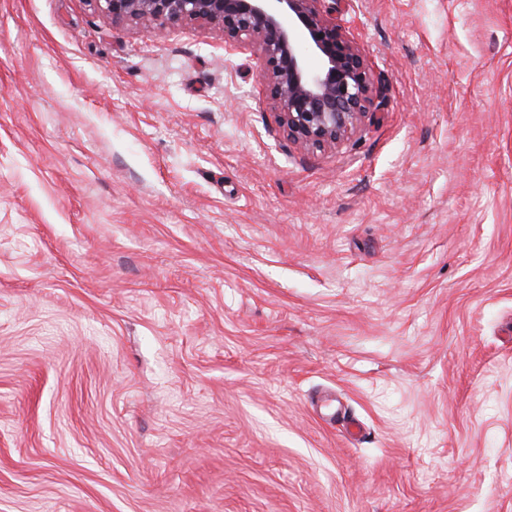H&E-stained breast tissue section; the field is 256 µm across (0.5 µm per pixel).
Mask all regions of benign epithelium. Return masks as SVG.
Wrapping results in <instances>:
<instances>
[{
    "label": "benign epithelium",
    "mask_w": 512,
    "mask_h": 512,
    "mask_svg": "<svg viewBox=\"0 0 512 512\" xmlns=\"http://www.w3.org/2000/svg\"><path fill=\"white\" fill-rule=\"evenodd\" d=\"M115 24L211 26L224 48L250 51L288 139L335 148L373 113L372 62L326 0H92Z\"/></svg>",
    "instance_id": "1"
}]
</instances>
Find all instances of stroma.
I'll list each match as a JSON object with an SVG mask.
<instances>
[{
    "mask_svg": "<svg viewBox=\"0 0 512 512\" xmlns=\"http://www.w3.org/2000/svg\"><path fill=\"white\" fill-rule=\"evenodd\" d=\"M288 141L219 31L0 0V512H512V0H338Z\"/></svg>",
    "mask_w": 512,
    "mask_h": 512,
    "instance_id": "35a3bbf8",
    "label": "stroma"
}]
</instances>
